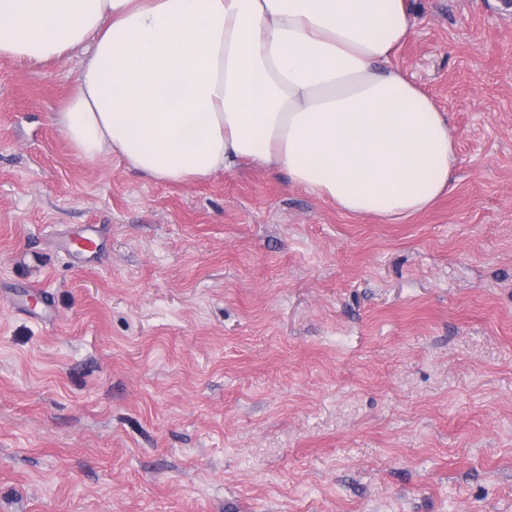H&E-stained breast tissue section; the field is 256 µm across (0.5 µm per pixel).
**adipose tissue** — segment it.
Listing matches in <instances>:
<instances>
[{
  "instance_id": "1",
  "label": "adipose tissue",
  "mask_w": 512,
  "mask_h": 512,
  "mask_svg": "<svg viewBox=\"0 0 512 512\" xmlns=\"http://www.w3.org/2000/svg\"><path fill=\"white\" fill-rule=\"evenodd\" d=\"M408 0H0V57L76 59L73 153L195 183L287 172L353 216L405 219L451 188L448 123L392 66Z\"/></svg>"
}]
</instances>
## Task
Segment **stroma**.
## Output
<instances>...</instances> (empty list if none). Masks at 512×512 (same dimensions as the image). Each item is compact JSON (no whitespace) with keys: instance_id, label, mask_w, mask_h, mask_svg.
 <instances>
[{"instance_id":"35a3bbf8","label":"stroma","mask_w":512,"mask_h":512,"mask_svg":"<svg viewBox=\"0 0 512 512\" xmlns=\"http://www.w3.org/2000/svg\"><path fill=\"white\" fill-rule=\"evenodd\" d=\"M409 2L455 161L399 221L80 159L75 61L0 59V512H512V10Z\"/></svg>"}]
</instances>
